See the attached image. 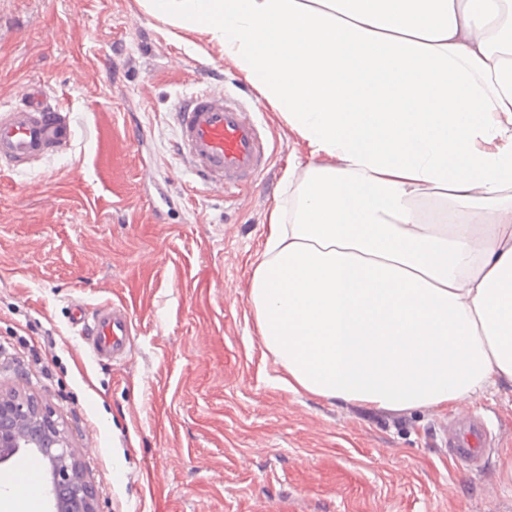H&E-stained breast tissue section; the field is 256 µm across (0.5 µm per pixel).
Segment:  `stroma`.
Segmentation results:
<instances>
[{
  "mask_svg": "<svg viewBox=\"0 0 512 512\" xmlns=\"http://www.w3.org/2000/svg\"><path fill=\"white\" fill-rule=\"evenodd\" d=\"M31 81L75 138L32 172L0 171V389L56 408L100 512H512L511 392L396 415L280 382L249 280L307 149L229 59L139 0H0V109ZM202 86L253 107L277 147L230 201L172 148V106ZM112 303L135 319L118 368L72 324L74 305ZM474 413L492 434L477 468L445 446L449 420Z\"/></svg>",
  "mask_w": 512,
  "mask_h": 512,
  "instance_id": "35a3bbf8",
  "label": "stroma"
}]
</instances>
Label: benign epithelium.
<instances>
[{
	"label": "benign epithelium",
	"mask_w": 512,
	"mask_h": 512,
	"mask_svg": "<svg viewBox=\"0 0 512 512\" xmlns=\"http://www.w3.org/2000/svg\"><path fill=\"white\" fill-rule=\"evenodd\" d=\"M35 448L52 459L46 490L53 512H98L85 466L51 406L16 390L0 391V462Z\"/></svg>",
	"instance_id": "obj_1"
}]
</instances>
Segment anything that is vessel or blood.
<instances>
[{"mask_svg": "<svg viewBox=\"0 0 512 512\" xmlns=\"http://www.w3.org/2000/svg\"><path fill=\"white\" fill-rule=\"evenodd\" d=\"M172 117L178 128L174 151L204 188L233 194L255 183L271 163L274 150L265 128L225 92L200 88L175 104ZM73 135L68 112L51 103L44 85L25 86L18 103L0 112V165L31 170L43 158L67 150ZM73 323L96 359L115 365L126 362L134 322L125 306L100 307L90 319L78 310ZM44 481L45 463L35 454L0 471V484L22 497L40 494Z\"/></svg>", "mask_w": 512, "mask_h": 512, "instance_id": "b4317fda", "label": "vessel or blood"}]
</instances>
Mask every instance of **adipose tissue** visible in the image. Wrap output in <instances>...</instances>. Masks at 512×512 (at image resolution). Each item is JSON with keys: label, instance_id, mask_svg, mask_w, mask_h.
Segmentation results:
<instances>
[{"label": "adipose tissue", "instance_id": "adipose-tissue-1", "mask_svg": "<svg viewBox=\"0 0 512 512\" xmlns=\"http://www.w3.org/2000/svg\"><path fill=\"white\" fill-rule=\"evenodd\" d=\"M307 146L249 300L289 390L448 411L512 391V0H141Z\"/></svg>", "mask_w": 512, "mask_h": 512}]
</instances>
